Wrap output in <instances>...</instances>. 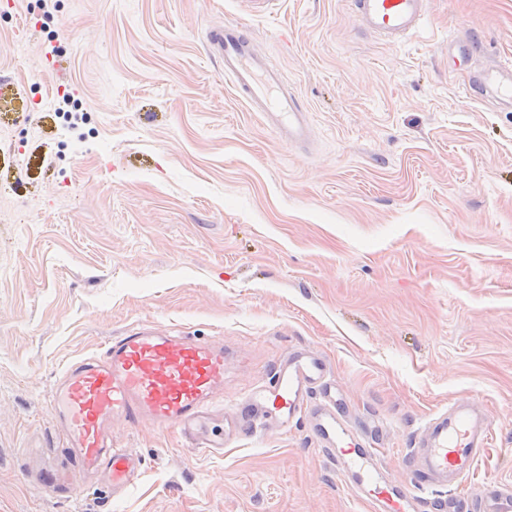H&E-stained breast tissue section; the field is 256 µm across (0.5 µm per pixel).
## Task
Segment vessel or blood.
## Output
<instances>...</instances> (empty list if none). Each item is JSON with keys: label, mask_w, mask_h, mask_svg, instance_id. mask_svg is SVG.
Wrapping results in <instances>:
<instances>
[{"label": "vessel or blood", "mask_w": 512, "mask_h": 512, "mask_svg": "<svg viewBox=\"0 0 512 512\" xmlns=\"http://www.w3.org/2000/svg\"><path fill=\"white\" fill-rule=\"evenodd\" d=\"M350 5L364 29L400 44L427 25L430 0H350ZM206 43L238 98L260 113L267 128L292 146L309 140L307 105L289 90L282 67L256 52L249 29L229 22L213 26ZM465 92L476 100L491 96L511 103L512 59L476 71ZM224 375L221 341L153 323L123 330L100 353L69 363L58 375L51 408L71 469L41 474L39 484L75 490L95 478L113 497L123 496L140 474L141 459L113 443L116 421L173 428L194 448L223 452L218 404ZM237 407L252 432L308 417L319 450L335 462L341 478L358 480V493L375 512H465L467 503L456 489L493 441L485 413L470 401H457L428 418L408 452L411 480L395 483L380 464L376 437L350 425L325 359L307 349L289 352ZM476 498L480 512H512L510 484L484 480Z\"/></svg>", "instance_id": "obj_1"}]
</instances>
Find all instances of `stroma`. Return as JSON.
Wrapping results in <instances>:
<instances>
[{"label": "stroma", "instance_id": "1", "mask_svg": "<svg viewBox=\"0 0 512 512\" xmlns=\"http://www.w3.org/2000/svg\"><path fill=\"white\" fill-rule=\"evenodd\" d=\"M224 22L306 101L308 146L237 100L205 45ZM453 35L471 67L449 64ZM503 58L512 0H431L400 45L349 0H0V512H371L307 419L235 424L298 348L355 429H381L393 478L467 399L493 445L461 494L512 483V109L463 91ZM141 322L223 339V455L116 422L143 463L126 496L33 482L67 463L55 375Z\"/></svg>", "mask_w": 512, "mask_h": 512}]
</instances>
